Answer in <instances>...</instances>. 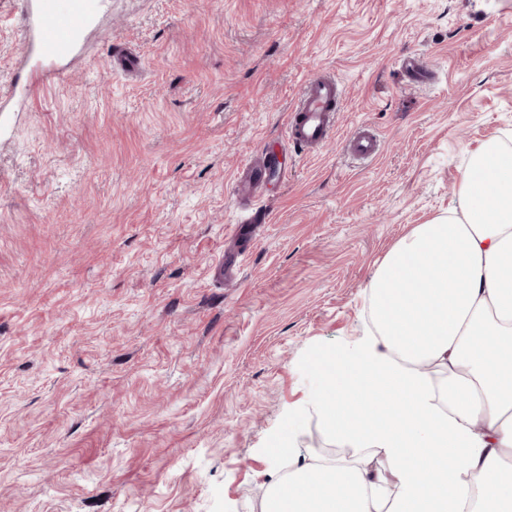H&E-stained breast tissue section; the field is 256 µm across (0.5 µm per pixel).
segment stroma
Instances as JSON below:
<instances>
[{
    "label": "stroma",
    "instance_id": "35a3bbf8",
    "mask_svg": "<svg viewBox=\"0 0 512 512\" xmlns=\"http://www.w3.org/2000/svg\"><path fill=\"white\" fill-rule=\"evenodd\" d=\"M21 2L0 0V97ZM412 54L432 83L406 84ZM320 70L344 108L298 157L288 109ZM496 137L512 0H110L64 80L0 117V512H261L275 436L330 445L316 363L367 333L373 271ZM346 152L360 160L375 157L379 151L377 139L368 132L358 133L349 137L345 143ZM275 164V160L266 154L260 153L248 164L242 175L237 180V198L245 203L249 214L240 220L237 224H252L254 220L253 210L258 211L256 207V196L259 189L263 186L266 171Z\"/></svg>",
    "mask_w": 512,
    "mask_h": 512
}]
</instances>
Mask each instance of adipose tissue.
<instances>
[{
    "mask_svg": "<svg viewBox=\"0 0 512 512\" xmlns=\"http://www.w3.org/2000/svg\"><path fill=\"white\" fill-rule=\"evenodd\" d=\"M459 196L389 250L372 332L329 357L317 414L341 456L277 437L262 512H512V151H473Z\"/></svg>",
    "mask_w": 512,
    "mask_h": 512,
    "instance_id": "adipose-tissue-1",
    "label": "adipose tissue"
}]
</instances>
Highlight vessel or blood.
Wrapping results in <instances>:
<instances>
[{"label":"vessel or blood","mask_w":512,"mask_h":512,"mask_svg":"<svg viewBox=\"0 0 512 512\" xmlns=\"http://www.w3.org/2000/svg\"><path fill=\"white\" fill-rule=\"evenodd\" d=\"M104 0H23L22 28L25 54L15 64V81L26 88L58 80L64 68L82 51L88 30L100 18ZM402 69L409 82L420 86L430 80L433 70L420 56L407 58ZM341 105V87L334 75L320 72L299 92L288 114V138L293 146L311 153L324 146L336 129ZM347 153L367 160L377 155L379 143L370 133L349 137ZM273 158L259 154L237 180V197L255 208Z\"/></svg>","instance_id":"b4317fda"}]
</instances>
